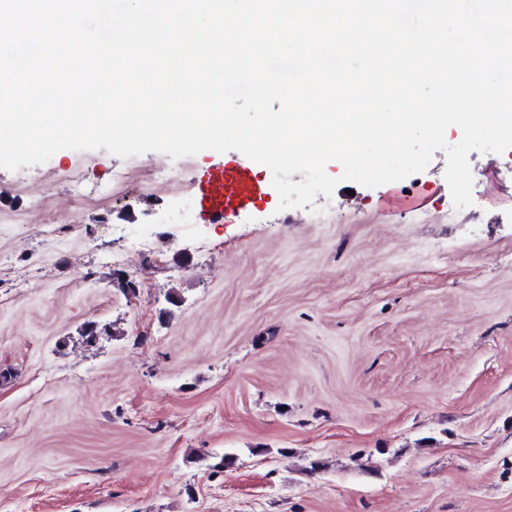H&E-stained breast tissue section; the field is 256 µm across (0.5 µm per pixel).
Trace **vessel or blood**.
I'll return each instance as SVG.
<instances>
[{
	"mask_svg": "<svg viewBox=\"0 0 512 512\" xmlns=\"http://www.w3.org/2000/svg\"><path fill=\"white\" fill-rule=\"evenodd\" d=\"M264 182L247 166L228 158L217 165L198 185L197 209L200 217L212 224L262 200Z\"/></svg>",
	"mask_w": 512,
	"mask_h": 512,
	"instance_id": "vessel-or-blood-1",
	"label": "vessel or blood"
}]
</instances>
